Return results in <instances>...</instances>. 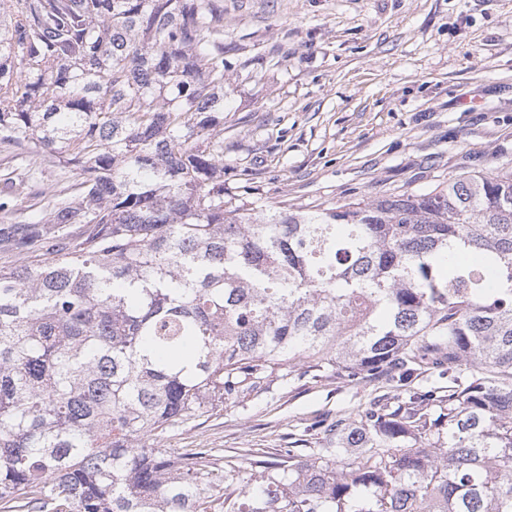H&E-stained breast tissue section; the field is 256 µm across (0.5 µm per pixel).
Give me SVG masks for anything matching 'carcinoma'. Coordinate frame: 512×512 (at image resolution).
Instances as JSON below:
<instances>
[{
  "mask_svg": "<svg viewBox=\"0 0 512 512\" xmlns=\"http://www.w3.org/2000/svg\"><path fill=\"white\" fill-rule=\"evenodd\" d=\"M223 32L209 0H0V147L77 174L21 221L44 189L0 185V512H512V170L228 206ZM304 363L480 373L309 456L162 447Z\"/></svg>",
  "mask_w": 512,
  "mask_h": 512,
  "instance_id": "1",
  "label": "carcinoma"
}]
</instances>
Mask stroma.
<instances>
[{
    "instance_id": "1",
    "label": "stroma",
    "mask_w": 512,
    "mask_h": 512,
    "mask_svg": "<svg viewBox=\"0 0 512 512\" xmlns=\"http://www.w3.org/2000/svg\"><path fill=\"white\" fill-rule=\"evenodd\" d=\"M224 12V199L306 210L512 167V0H212ZM468 366L403 387L444 398ZM296 371L172 433L238 464L307 454L397 394Z\"/></svg>"
}]
</instances>
